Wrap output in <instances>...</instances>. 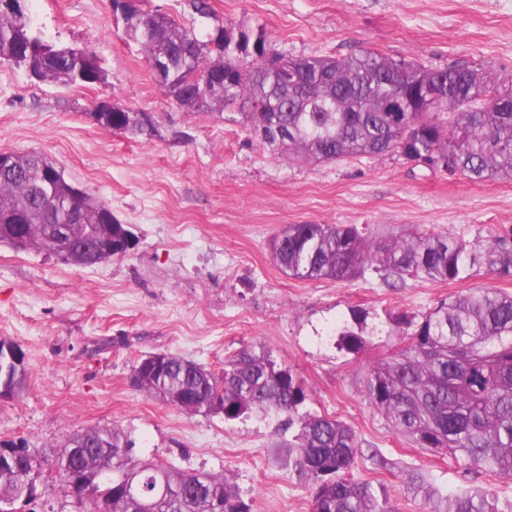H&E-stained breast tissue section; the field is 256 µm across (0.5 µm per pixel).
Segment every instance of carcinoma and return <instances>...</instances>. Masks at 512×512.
<instances>
[{
    "label": "carcinoma",
    "instance_id": "carcinoma-1",
    "mask_svg": "<svg viewBox=\"0 0 512 512\" xmlns=\"http://www.w3.org/2000/svg\"><path fill=\"white\" fill-rule=\"evenodd\" d=\"M129 0L120 16L125 36L145 52L162 92L189 112H222L236 106L273 153L290 161L337 163L392 152L407 160L442 163L473 181L512 178V82L468 64L434 70L371 49L349 55H279L265 62L261 25L233 32L218 25L207 39L165 14ZM0 62L25 68L41 82L83 87L103 80L84 49L44 41L21 0H0ZM222 74L220 86L197 79V68ZM402 86L400 111H387L392 88ZM92 113L108 129L146 135L153 121L102 101ZM0 166V222L23 221L22 249H42L58 262L89 267L127 255L128 225L86 191L72 200L69 180L42 153L7 154ZM273 261L301 280L349 281L367 271L392 286L409 279L463 281L484 265L512 273V250L496 242L470 243L451 232L401 230L386 237L356 224H286L268 242ZM401 346L372 361L364 380L370 404L398 435L419 448L445 451L472 468L512 478V295L469 288L414 317L392 318ZM337 346L354 355L372 347L361 332L344 328ZM157 373L138 374L141 392L191 415L239 420L252 413L283 418L297 429L283 445L288 464L308 484L312 512H396L389 496L348 475L360 448L346 423L306 409L309 394L286 364L264 348H245L217 373L166 353ZM133 441L115 426L86 429L58 453L64 489L93 494L86 512H251L228 477L184 473L132 459ZM37 466L31 455L15 469L0 465V500L16 502ZM131 475L147 497L165 481L170 496L145 509L121 495ZM429 512H504L494 490L452 495L411 476Z\"/></svg>",
    "mask_w": 512,
    "mask_h": 512
}]
</instances>
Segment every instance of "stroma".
<instances>
[{"label": "stroma", "mask_w": 512, "mask_h": 512, "mask_svg": "<svg viewBox=\"0 0 512 512\" xmlns=\"http://www.w3.org/2000/svg\"><path fill=\"white\" fill-rule=\"evenodd\" d=\"M143 0L205 37L214 23L261 25L270 51L344 56L368 48L428 67L463 61L512 79V0ZM43 39L90 51L103 82L63 87L0 63V151L37 150L129 225L126 256L67 266L45 251L0 244V341L26 354L24 389L0 397V442L40 462L32 499L16 512H83L56 479V454L74 433L118 426L136 459L224 473L252 512H311V491L275 448L291 439L273 418L231 423L186 416L130 383L134 361L165 351L222 370L246 347H265L302 380L309 407L343 420L361 445L352 479L384 488L398 512H428L411 473L446 492L492 488L512 512V479L475 471L394 433L363 394L370 355L335 347L354 312L377 327L379 353L393 312L421 313L475 286L512 294V274L481 268L465 281L388 287L372 272L348 281H299L272 261L286 224L368 225L374 233L449 231L512 247V180L473 183L397 155L337 164L274 155L232 111L199 114L166 97L109 0H29ZM109 101L149 113L151 136L103 128L88 116Z\"/></svg>", "instance_id": "1"}]
</instances>
